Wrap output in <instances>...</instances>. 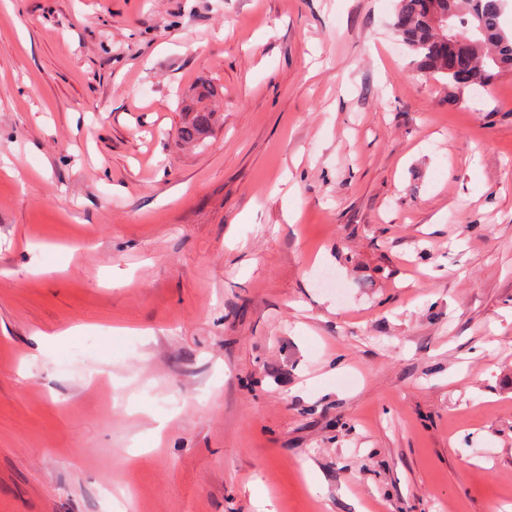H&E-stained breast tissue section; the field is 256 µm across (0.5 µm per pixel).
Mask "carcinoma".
<instances>
[{"instance_id":"1","label":"carcinoma","mask_w":512,"mask_h":512,"mask_svg":"<svg viewBox=\"0 0 512 512\" xmlns=\"http://www.w3.org/2000/svg\"><path fill=\"white\" fill-rule=\"evenodd\" d=\"M507 0H398L394 28L416 57L419 70L444 78L448 102L462 101L460 88H485L512 68V29L504 24ZM430 11L450 16L452 27L428 23ZM219 116L205 105L186 106L180 137L202 140Z\"/></svg>"}]
</instances>
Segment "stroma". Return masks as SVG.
<instances>
[{"label": "stroma", "mask_w": 512, "mask_h": 512, "mask_svg": "<svg viewBox=\"0 0 512 512\" xmlns=\"http://www.w3.org/2000/svg\"><path fill=\"white\" fill-rule=\"evenodd\" d=\"M396 4L0 2V512H512V69ZM507 2L398 0L394 28L416 57L419 70L446 80L450 104L463 101L461 87H488L503 69L512 68V29L504 24ZM429 11L449 14L451 29L430 25ZM185 110V120L179 133L186 143L199 142L219 121L217 113L205 105H187Z\"/></svg>", "instance_id": "obj_1"}]
</instances>
